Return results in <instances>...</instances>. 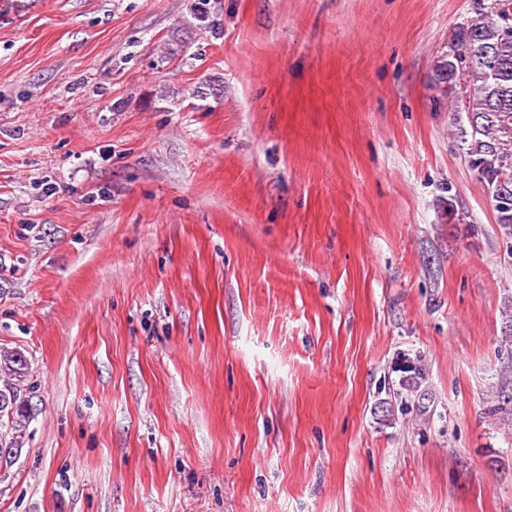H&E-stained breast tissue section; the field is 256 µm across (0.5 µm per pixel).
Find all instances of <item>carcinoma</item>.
<instances>
[{
	"instance_id": "carcinoma-1",
	"label": "carcinoma",
	"mask_w": 512,
	"mask_h": 512,
	"mask_svg": "<svg viewBox=\"0 0 512 512\" xmlns=\"http://www.w3.org/2000/svg\"><path fill=\"white\" fill-rule=\"evenodd\" d=\"M512 0H478L473 15L456 29L448 61L436 67L442 82L460 81L452 103L469 167L491 197L500 224L512 239V34L503 30ZM29 360L18 349L0 348V448L21 451L34 406L22 386Z\"/></svg>"
}]
</instances>
